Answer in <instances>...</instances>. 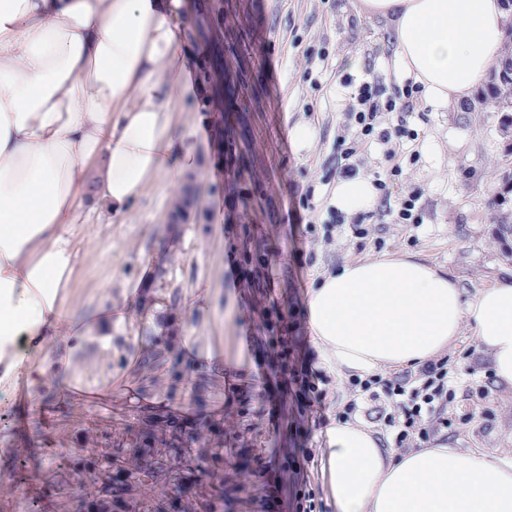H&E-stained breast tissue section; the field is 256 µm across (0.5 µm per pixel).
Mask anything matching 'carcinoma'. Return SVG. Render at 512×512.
I'll use <instances>...</instances> for the list:
<instances>
[{
    "label": "carcinoma",
    "mask_w": 512,
    "mask_h": 512,
    "mask_svg": "<svg viewBox=\"0 0 512 512\" xmlns=\"http://www.w3.org/2000/svg\"><path fill=\"white\" fill-rule=\"evenodd\" d=\"M479 105H489L494 112H503L512 118V71L497 66L489 87L478 96ZM162 357L170 359L173 385L183 381L178 370L180 359L175 356V334L169 330L155 343L153 356L144 360L152 363ZM153 409L141 408L123 431L104 438L106 454H88L74 464L65 460L60 464L56 484V498L64 512H113L112 499L106 490L105 474L112 472L116 463L126 476L125 500L133 504L136 512H169L168 495L192 492L186 497L185 512H230L232 505L224 497V488L215 484L216 475L202 478V465L224 458V445L220 443L224 416L196 414L186 433L175 431L159 415L158 427L165 437L159 439L161 447L153 448L148 442L135 440L136 429L142 424L144 413ZM175 446V452L184 459L180 470L172 469L162 446Z\"/></svg>",
    "instance_id": "obj_1"
}]
</instances>
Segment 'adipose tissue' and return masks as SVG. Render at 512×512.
<instances>
[{"label": "adipose tissue", "instance_id": "adipose-tissue-1", "mask_svg": "<svg viewBox=\"0 0 512 512\" xmlns=\"http://www.w3.org/2000/svg\"><path fill=\"white\" fill-rule=\"evenodd\" d=\"M181 0H0V382L19 351L63 333L65 232L128 212L150 181L180 177L191 148L171 121L190 97ZM387 21L406 72L441 108L470 100L503 55V0H360ZM307 316L342 376L418 368L469 327L512 388V278L473 297L417 255L347 261L322 274ZM323 472L336 512H512V458L439 442L383 447L362 420L327 428Z\"/></svg>", "mask_w": 512, "mask_h": 512}]
</instances>
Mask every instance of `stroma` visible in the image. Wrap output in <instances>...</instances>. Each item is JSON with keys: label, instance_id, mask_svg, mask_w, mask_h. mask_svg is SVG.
Returning <instances> with one entry per match:
<instances>
[{"label": "stroma", "instance_id": "stroma-1", "mask_svg": "<svg viewBox=\"0 0 512 512\" xmlns=\"http://www.w3.org/2000/svg\"><path fill=\"white\" fill-rule=\"evenodd\" d=\"M357 0H182L194 101L173 102V119L192 130L206 116L233 112L235 149L219 132L200 146L194 172L183 178L193 204L185 223L172 221L178 188L153 182L124 217L74 224L67 234L76 258L58 291L68 332L48 339L47 354L26 355L12 380L0 384V512H29L51 502L62 458L78 459L101 434L121 430L141 404L162 412L182 407L224 415V448H250L261 459L251 496L267 477L289 492L306 468L313 512H335L322 476L324 427L287 435L284 416L270 418L266 385L282 374L269 357L267 383L252 380L258 337L255 293L272 320H285L294 357L312 345L306 315L320 274L347 261L418 254L454 277L466 295L512 275V243L498 234L496 205L512 187V128L500 112L441 109L419 102L408 119L418 140L405 142L403 189H419V224H368L325 243L301 236L291 201L311 193L315 211L331 201L329 178L336 128L346 100L339 82L374 69L396 86L408 82L385 21L359 14ZM328 56L309 69L307 55ZM312 77H305V70ZM260 224L261 250L271 251L273 276L238 280L226 261L244 229ZM123 306V321L110 309ZM176 327L177 350L196 351L206 367L188 368L173 390L168 368L143 362L151 339ZM458 368L453 447L512 455V391L495 383L469 327L445 351ZM239 371L240 394L227 403L225 370ZM310 451L313 463L303 461Z\"/></svg>", "mask_w": 512, "mask_h": 512}]
</instances>
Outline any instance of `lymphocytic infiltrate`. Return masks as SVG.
Here are the masks:
<instances>
[{"label":"lymphocytic infiltrate","mask_w":512,"mask_h":512,"mask_svg":"<svg viewBox=\"0 0 512 512\" xmlns=\"http://www.w3.org/2000/svg\"><path fill=\"white\" fill-rule=\"evenodd\" d=\"M419 87L407 83L405 90H397L386 78L369 74L348 92L344 109L345 120L334 139L333 176L351 178L369 172L362 146L371 139L385 145L386 157H394V145L402 138L418 139L419 134L406 124V116L413 112ZM371 184L376 190L377 203L373 209L359 211L345 217L335 205H327L320 222H307L304 231L321 232L324 241H332L337 231L350 228L353 234H362L368 222L418 224L422 216L416 208L421 197L419 189H412L402 196L398 204H391L389 182L401 174L399 167L389 173L371 172ZM451 369L447 358L427 360L417 370H403L390 376L374 375L366 378L352 377L348 388L353 395L346 406V413H353L359 401L380 402L379 414L385 428L392 432L398 447L427 446L435 432L452 424L448 406L455 399L450 384Z\"/></svg>","instance_id":"1"}]
</instances>
